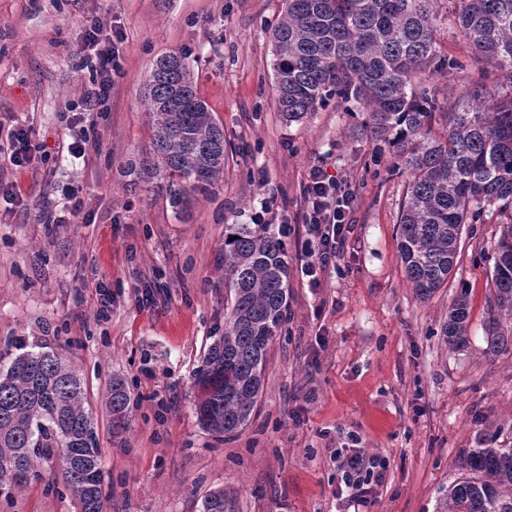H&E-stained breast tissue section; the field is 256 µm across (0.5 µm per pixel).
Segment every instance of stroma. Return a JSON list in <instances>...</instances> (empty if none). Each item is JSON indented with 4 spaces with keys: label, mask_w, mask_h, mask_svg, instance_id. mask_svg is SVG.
<instances>
[{
    "label": "stroma",
    "mask_w": 512,
    "mask_h": 512,
    "mask_svg": "<svg viewBox=\"0 0 512 512\" xmlns=\"http://www.w3.org/2000/svg\"><path fill=\"white\" fill-rule=\"evenodd\" d=\"M281 0H0V143L27 129L22 165L0 156V351L23 336L81 369L99 430L104 512H199L223 486L228 512H354L337 498L335 454L383 457L369 512H436L455 461L479 439L512 443V355L486 353L495 207L463 235L448 283L416 298L398 257L408 176L392 153L355 137V117L329 101L286 122L271 86L268 28ZM454 0H435L436 50L457 58ZM123 40L107 102L80 103L89 72L74 53L87 20ZM188 53L199 96L233 154L209 192L172 206L166 179L128 173L151 132L145 78L165 53ZM86 143L84 158L68 150ZM347 181L349 231L320 287L300 272L303 189L312 167ZM287 219L288 310L249 424L218 438L197 423L193 378L224 333V227L262 202ZM80 204L82 219L43 223ZM112 295L98 317V292ZM469 343L440 327L460 295ZM122 378L131 425H109V387ZM0 512H75L70 497L34 482L0 496Z\"/></svg>",
    "instance_id": "stroma-1"
}]
</instances>
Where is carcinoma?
I'll list each match as a JSON object with an SVG mask.
<instances>
[{
  "label": "carcinoma",
  "mask_w": 512,
  "mask_h": 512,
  "mask_svg": "<svg viewBox=\"0 0 512 512\" xmlns=\"http://www.w3.org/2000/svg\"><path fill=\"white\" fill-rule=\"evenodd\" d=\"M433 0H282L270 28L272 88L282 116L295 122L334 98L366 111L363 134L382 143L409 175L398 217L399 257L416 296L429 299L454 269L465 225L487 205L507 219L494 248L493 301L486 353H511L512 335V0H459L463 60L436 52ZM493 68L504 82L488 100L485 79L473 82L448 111L428 76ZM149 156L139 174L171 180V203L206 192L229 160L224 127L200 99L183 53L157 58L146 80ZM224 287L231 308L224 336L194 374L195 411L204 429L233 435L250 422L269 346L282 330L288 299V249L275 224L224 227ZM469 302L448 311V346L467 345ZM130 394L112 378V429L129 427ZM494 437L465 448L459 476L442 492L437 512H512V445ZM68 494L77 512H103L101 448L79 370L44 346L18 340L0 352V496L45 478ZM201 512H224V488L208 491Z\"/></svg>",
  "instance_id": "1"
}]
</instances>
